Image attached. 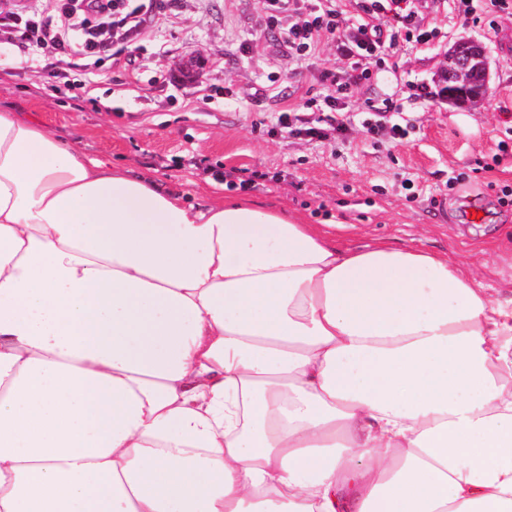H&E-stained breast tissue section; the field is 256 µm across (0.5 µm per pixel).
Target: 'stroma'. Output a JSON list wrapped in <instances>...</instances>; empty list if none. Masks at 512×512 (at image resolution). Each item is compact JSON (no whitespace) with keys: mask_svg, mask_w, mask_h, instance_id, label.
<instances>
[{"mask_svg":"<svg viewBox=\"0 0 512 512\" xmlns=\"http://www.w3.org/2000/svg\"><path fill=\"white\" fill-rule=\"evenodd\" d=\"M259 7L258 0H162L131 55L73 70L63 88L48 68L53 48L34 57L17 37L0 34V109L37 117L82 153L134 167L201 203L227 196L218 171L243 179L264 172L266 180L245 193L251 202L311 223H342L337 237L352 249L382 240L476 263L492 299H511L512 205L499 197L512 186V149L499 155L498 144L512 139V17L494 0H477L463 28L456 16L425 14L424 26L439 28V37L427 46L400 42L393 66L373 69L353 98L356 112L369 102L409 113V135L392 143L355 123L337 146L263 131L336 58L329 50L290 66L258 25ZM462 39L486 49L483 103L411 100L410 84L437 70L439 48ZM227 87L236 100L225 101ZM466 202L485 209L484 223L463 221Z\"/></svg>","mask_w":512,"mask_h":512,"instance_id":"1","label":"stroma"}]
</instances>
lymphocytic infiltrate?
Segmentation results:
<instances>
[{"mask_svg":"<svg viewBox=\"0 0 512 512\" xmlns=\"http://www.w3.org/2000/svg\"><path fill=\"white\" fill-rule=\"evenodd\" d=\"M263 30L294 63L334 49L341 66L322 70L318 96L280 110L273 130L291 137L344 143L350 129L352 93L371 68L387 65L399 41L430 44L436 29L417 19L439 11L441 0H353L343 9L336 0H261ZM155 0H56L55 19L34 11H0V32H9L31 51L51 46L76 66L105 52L120 55L151 16Z\"/></svg>","mask_w":512,"mask_h":512,"instance_id":"obj_1","label":"lymphocytic infiltrate"}]
</instances>
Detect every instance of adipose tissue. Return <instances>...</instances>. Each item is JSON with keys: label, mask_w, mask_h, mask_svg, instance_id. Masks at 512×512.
Here are the masks:
<instances>
[{"label": "adipose tissue", "mask_w": 512, "mask_h": 512, "mask_svg": "<svg viewBox=\"0 0 512 512\" xmlns=\"http://www.w3.org/2000/svg\"><path fill=\"white\" fill-rule=\"evenodd\" d=\"M0 512H512V301L0 111Z\"/></svg>", "instance_id": "obj_1"}]
</instances>
